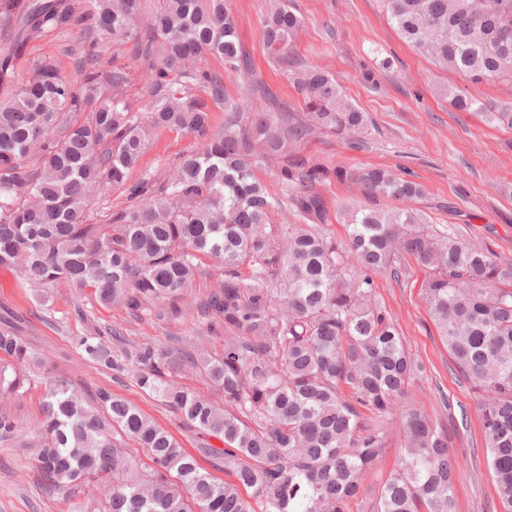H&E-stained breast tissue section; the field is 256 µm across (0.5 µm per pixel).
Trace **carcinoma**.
Segmentation results:
<instances>
[{
    "mask_svg": "<svg viewBox=\"0 0 512 512\" xmlns=\"http://www.w3.org/2000/svg\"><path fill=\"white\" fill-rule=\"evenodd\" d=\"M403 39L475 83L512 82V0H383ZM90 21L85 64L73 77L41 63L0 101V266L31 288L58 284L106 307L136 313L182 300L204 261L221 286L197 308L201 333L224 322V353L196 344L182 366L220 392L205 399L176 383L170 354L149 343L119 352L99 335L78 347L137 385L204 437L224 443L219 483L171 434L107 389L85 400L43 373L36 463L45 488L67 495L89 482L102 501L75 512H351L378 465L389 421L404 448L367 512H457L459 464L448 431L404 402L422 367L376 297L372 274L396 280L423 270L422 296L458 371L478 396L488 468L500 512H512V264L438 228L412 209L422 186L384 168H331L302 153L311 131L359 143L365 113L318 66L293 71L298 112H244L224 79L202 66L249 69L226 0H31L23 29ZM268 50L288 61L303 22L288 0H264ZM131 40L151 61L148 99L127 98L125 67L103 76L98 38ZM205 91L207 97L199 95ZM459 112H481L512 129V101L486 105L454 93ZM228 112L216 131L213 108ZM156 131L191 134L199 147L162 183L130 181ZM277 176L273 193L257 171ZM335 177L368 204L338 212L347 241L326 236L321 186ZM123 186L129 204L91 222L93 199ZM287 210L295 222L278 221ZM416 266H411V263ZM0 392L29 382L25 338L0 332ZM13 373L7 375L6 366ZM121 433L150 464L129 454Z\"/></svg>",
    "mask_w": 512,
    "mask_h": 512,
    "instance_id": "obj_1",
    "label": "carcinoma"
}]
</instances>
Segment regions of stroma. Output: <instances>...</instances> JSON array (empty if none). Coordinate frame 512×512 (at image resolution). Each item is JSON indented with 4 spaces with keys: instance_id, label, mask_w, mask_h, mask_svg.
Segmentation results:
<instances>
[{
    "instance_id": "35a3bbf8",
    "label": "stroma",
    "mask_w": 512,
    "mask_h": 512,
    "mask_svg": "<svg viewBox=\"0 0 512 512\" xmlns=\"http://www.w3.org/2000/svg\"><path fill=\"white\" fill-rule=\"evenodd\" d=\"M228 5L237 18L251 74L225 71L222 61L213 57L205 60V67L223 74L230 97L243 100L250 111L270 109L275 100L297 106L291 72L264 45L263 0H228ZM291 5L303 20L294 57L328 71L369 121L361 145L317 134L306 144V153L331 165L385 166L421 183L426 195L415 206L428 223L452 226L460 239L512 263V130L488 122L481 113L456 111L448 103L449 93L459 90L489 104L505 101L512 98V83L474 84L417 53L393 26L383 0H291ZM83 46L84 32L76 26L44 32L17 50L10 27L0 22V56L14 53L19 78L43 60L55 61L62 74H71ZM99 51L102 71L127 68L130 96L145 100L148 65L133 58L130 41L110 39ZM196 146L190 134L155 133L133 179L163 178ZM423 278L420 272L407 282L384 274L374 277L381 303L423 367L408 399L449 429L460 461L455 474L458 512H496L477 397L456 372L429 315L420 295ZM218 286L214 267H207L181 300L180 312L164 304L137 318L119 304H93L63 284L40 294L26 287L13 269L0 266V330L17 331L53 376L67 379L78 391L90 394L106 388L137 405L221 482L226 478L224 462L213 454L220 441H207L134 379L93 364L76 345L77 337L105 336L114 330L124 336L130 350L145 342L169 349L195 341L204 351L222 353L223 327L200 334L193 311ZM43 394V386L37 385L0 399V411L21 427L19 434L0 438V512H73L78 504L98 496L92 486L79 487L68 496L46 491L35 466V429L42 419Z\"/></svg>"
}]
</instances>
